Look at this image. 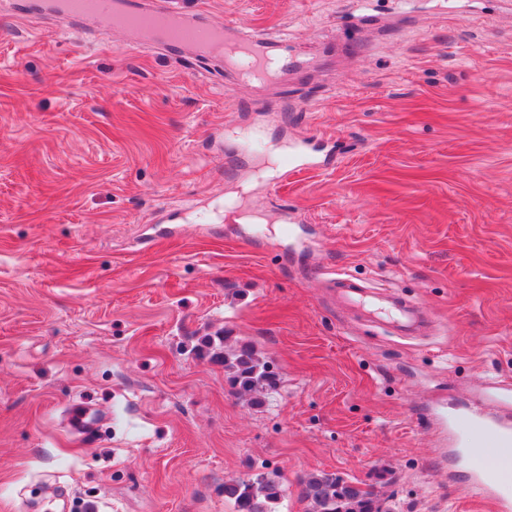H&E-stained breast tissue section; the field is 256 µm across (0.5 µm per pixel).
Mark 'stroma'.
<instances>
[{
	"mask_svg": "<svg viewBox=\"0 0 512 512\" xmlns=\"http://www.w3.org/2000/svg\"><path fill=\"white\" fill-rule=\"evenodd\" d=\"M281 38L283 79L58 32L0 7V512H235L257 473L309 512L325 470L391 512H488L480 435L512 415V5L162 0ZM320 140L333 165L259 177ZM243 193L247 221L218 213ZM425 309L422 336L340 307L331 273ZM205 336L280 376L254 407Z\"/></svg>",
	"mask_w": 512,
	"mask_h": 512,
	"instance_id": "obj_1",
	"label": "stroma"
}]
</instances>
